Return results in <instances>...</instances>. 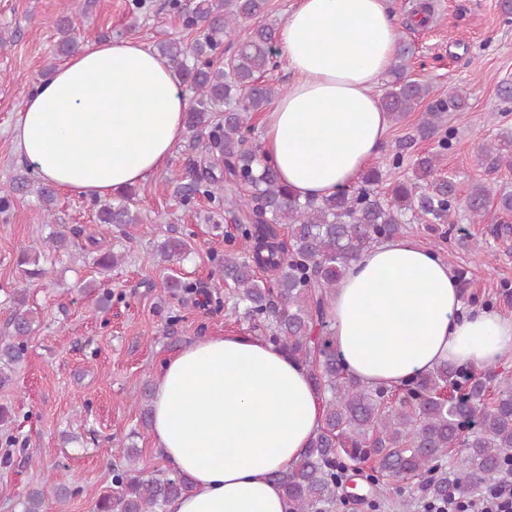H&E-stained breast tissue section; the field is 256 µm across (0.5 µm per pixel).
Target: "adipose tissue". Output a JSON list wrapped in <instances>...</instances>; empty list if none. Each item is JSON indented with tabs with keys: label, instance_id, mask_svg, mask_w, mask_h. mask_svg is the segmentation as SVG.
Here are the masks:
<instances>
[{
	"label": "adipose tissue",
	"instance_id": "adipose-tissue-1",
	"mask_svg": "<svg viewBox=\"0 0 512 512\" xmlns=\"http://www.w3.org/2000/svg\"><path fill=\"white\" fill-rule=\"evenodd\" d=\"M276 38L293 81L262 117L261 154L299 199L334 195L387 140L374 88L393 64L396 16L390 0H295ZM188 108L164 57L132 39L101 41L34 82L11 136L43 182L93 200L163 168ZM330 315L345 371L368 385L394 388L444 361L488 368L512 357V315L464 307L448 263L407 236L350 262ZM153 387V443L192 485L166 512H287L273 474L323 422L303 366L229 333L171 354Z\"/></svg>",
	"mask_w": 512,
	"mask_h": 512
}]
</instances>
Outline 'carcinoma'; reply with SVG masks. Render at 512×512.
<instances>
[{
    "label": "carcinoma",
    "mask_w": 512,
    "mask_h": 512,
    "mask_svg": "<svg viewBox=\"0 0 512 512\" xmlns=\"http://www.w3.org/2000/svg\"><path fill=\"white\" fill-rule=\"evenodd\" d=\"M165 6L182 19L185 29L197 32L190 45L173 39L158 44L157 51L192 93L187 133L194 141L208 137L204 154L194 163L189 180L175 187V196L185 205L205 196L217 209L227 205L244 219L238 239L228 240L230 248L218 260V272L235 289L252 328L265 330V341L306 366L323 400L318 433L297 462L273 474L290 503L288 512H333L337 503L348 499L349 472L370 459L374 466L364 477L366 493L361 496L370 503L384 496L382 476L402 482L421 478L433 500L450 488L474 492L503 477L512 463V378L492 371L477 377L443 362L406 382L393 401L390 388L368 386L344 371L332 337L313 335L315 327H327L332 292L362 251L404 234L410 224H424L449 238L459 212H465L471 224L480 222L493 198L503 215L512 214V190L493 196L485 183L477 182L462 197L454 176L439 172L443 156L453 148L454 131L444 129L447 113L466 106V92L456 89L444 98H431L428 84L405 76L404 60L413 55L412 47L398 48L381 106L393 121L425 106L417 133L438 137L436 147L416 157L413 178L395 185L388 199L378 191L383 178L378 166L349 189L301 201L282 185L273 167L261 165L260 146L248 137L252 114L281 94V89L261 81L279 66L275 27L260 21L267 0H194L191 6L184 0H166ZM82 13L80 0H71L70 15L57 22L56 55L67 57L78 50L74 18ZM253 19L258 24L246 42L226 41L241 21ZM221 48L228 53L225 70L212 60ZM482 150L490 172L505 159L512 162V134H498ZM226 183L241 184L247 193L226 197ZM98 220L119 226L139 222L134 193H124L116 203L103 201ZM284 224L286 241L279 239ZM80 234L78 228L57 227L46 236L45 246L67 248ZM238 241L250 249L251 258L238 257ZM187 251L181 237L170 236L159 246L164 261ZM19 265L27 281L48 274L35 251L22 252ZM262 270L268 277L260 276ZM9 302L11 332L0 337V388L25 361L37 323L23 289H13ZM14 422L12 409L0 405V438L8 446L15 442L7 433ZM451 448L458 449L453 468L433 477ZM126 459V466L112 471V492L98 499L96 512H165L169 500L191 488L178 471L143 475L133 464L132 447ZM52 495L65 493L32 489L21 501V512H47Z\"/></svg>",
    "instance_id": "cac0c4a2"
}]
</instances>
